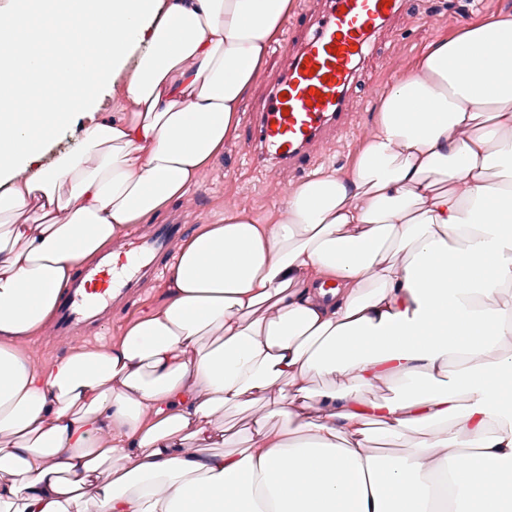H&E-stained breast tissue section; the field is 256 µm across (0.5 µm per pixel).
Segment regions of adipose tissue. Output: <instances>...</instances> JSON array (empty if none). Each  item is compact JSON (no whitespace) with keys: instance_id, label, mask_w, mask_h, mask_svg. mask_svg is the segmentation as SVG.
<instances>
[{"instance_id":"ef3b65f1","label":"adipose tissue","mask_w":512,"mask_h":512,"mask_svg":"<svg viewBox=\"0 0 512 512\" xmlns=\"http://www.w3.org/2000/svg\"><path fill=\"white\" fill-rule=\"evenodd\" d=\"M56 5L101 39L71 74L29 57L46 111L0 65V512H512V17L429 44L351 175L311 178L275 224L226 214L119 342L37 365L23 346L77 267L222 154L292 0ZM74 112L79 147L38 167ZM372 418L409 451L375 454Z\"/></svg>"}]
</instances>
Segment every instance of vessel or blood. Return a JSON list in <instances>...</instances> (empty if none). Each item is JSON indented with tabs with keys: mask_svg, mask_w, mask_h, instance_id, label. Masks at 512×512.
Here are the masks:
<instances>
[{
	"mask_svg": "<svg viewBox=\"0 0 512 512\" xmlns=\"http://www.w3.org/2000/svg\"><path fill=\"white\" fill-rule=\"evenodd\" d=\"M398 7L399 0H333L312 38L288 57L276 93L255 117L262 155L283 168L299 166L305 149L322 148L331 132L347 126L343 105L355 67L372 35ZM99 40V29L83 27L69 52L84 57ZM182 230L179 224L156 228L136 256L127 243H118L112 256L82 270L59 301L55 335L68 340L87 316L104 315L108 304L151 275L153 257L170 253Z\"/></svg>",
	"mask_w": 512,
	"mask_h": 512,
	"instance_id": "b4317fda",
	"label": "vessel or blood"
}]
</instances>
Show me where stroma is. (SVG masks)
I'll list each match as a JSON object with an SVG mask.
<instances>
[{
	"instance_id": "1",
	"label": "stroma",
	"mask_w": 512,
	"mask_h": 512,
	"mask_svg": "<svg viewBox=\"0 0 512 512\" xmlns=\"http://www.w3.org/2000/svg\"><path fill=\"white\" fill-rule=\"evenodd\" d=\"M327 8L326 0H293V10L270 43L264 66L240 102L241 121L226 138L223 154L211 167L201 171L183 198L154 216V223H172L190 206L197 209L189 218L187 231L191 234L202 230L204 225L219 223L230 208L246 213L260 224L277 223L292 192L307 180L333 172L352 173L367 145L357 133L364 128L376 131L382 94L413 72L428 44L452 38L462 23L484 13L480 0H403L399 14L374 36L369 52L357 66L355 85L345 102L350 117L348 128L338 132L327 147L310 154L303 167L282 170L278 180L284 187L277 191L272 187L275 179L270 174L271 160L247 157V149L255 138L248 119L251 113L261 109L279 78L281 49L298 45L303 36L312 33ZM88 123L85 113H73L69 125L58 129L44 142L41 165L52 164L74 148ZM167 289V277H160L114 305L109 320L84 323L81 331L85 344L118 340L128 323L164 300Z\"/></svg>"
}]
</instances>
